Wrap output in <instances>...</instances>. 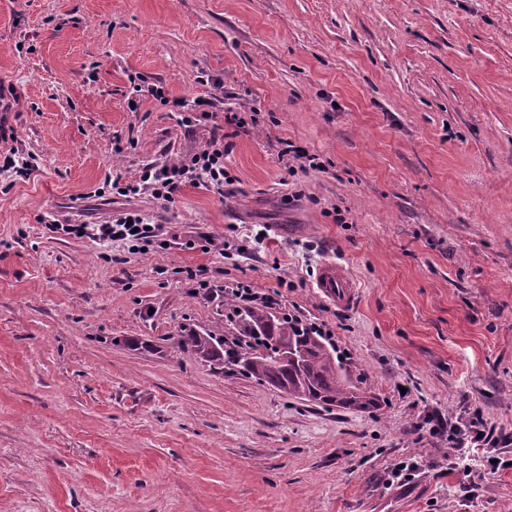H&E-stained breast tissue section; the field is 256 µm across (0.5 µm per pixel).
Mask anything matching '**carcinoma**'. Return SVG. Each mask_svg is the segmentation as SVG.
I'll use <instances>...</instances> for the list:
<instances>
[{
	"mask_svg": "<svg viewBox=\"0 0 512 512\" xmlns=\"http://www.w3.org/2000/svg\"><path fill=\"white\" fill-rule=\"evenodd\" d=\"M224 334L182 330L177 355L229 370L300 401L368 411L375 399L343 374L336 348L306 325L265 307L223 300Z\"/></svg>",
	"mask_w": 512,
	"mask_h": 512,
	"instance_id": "1",
	"label": "carcinoma"
}]
</instances>
